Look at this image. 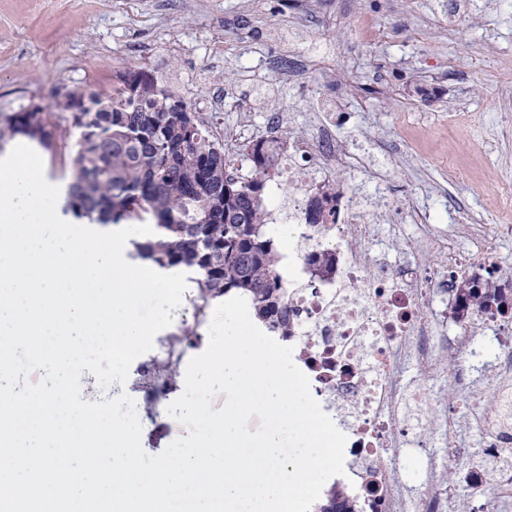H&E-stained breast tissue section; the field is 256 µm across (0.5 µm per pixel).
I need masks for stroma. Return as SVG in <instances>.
I'll use <instances>...</instances> for the list:
<instances>
[{
  "label": "stroma",
  "mask_w": 512,
  "mask_h": 512,
  "mask_svg": "<svg viewBox=\"0 0 512 512\" xmlns=\"http://www.w3.org/2000/svg\"><path fill=\"white\" fill-rule=\"evenodd\" d=\"M365 19L385 29V42L362 38ZM139 70L184 97L231 160L243 157L242 123L256 141L273 124L292 142L329 126L377 172L352 182L337 169L327 181L360 197L379 248L397 253L390 228L413 233L419 208L461 248L467 224L485 225V247L512 267V236L495 221L499 188L512 183V0H318L312 12L301 0H0V115L54 112L69 92L106 94L119 73ZM70 139L59 121L40 151L61 188ZM213 313L187 289L166 333L194 332L201 354ZM165 361L154 349L139 356L122 385L80 378L82 400L134 399L150 455L188 434L168 408L189 360L174 361L175 379L152 392ZM455 370L447 360L434 387L464 417L491 400L499 378L488 371L465 388Z\"/></svg>",
  "instance_id": "obj_1"
}]
</instances>
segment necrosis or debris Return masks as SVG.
Returning a JSON list of instances; mask_svg holds the SVG:
<instances>
[{
    "label": "necrosis or debris",
    "instance_id": "obj_1",
    "mask_svg": "<svg viewBox=\"0 0 512 512\" xmlns=\"http://www.w3.org/2000/svg\"><path fill=\"white\" fill-rule=\"evenodd\" d=\"M292 152L283 160L278 180L295 191L321 182L320 174L295 161L311 152L351 178L361 175L359 164L348 162L344 147L334 139L306 137ZM359 209L358 197L345 193L339 199L337 225L322 232L298 228L296 249L288 254L299 281L289 290V301L301 317L294 360L308 376L322 410L335 414L347 436L346 484L360 512H450L457 486L440 482L429 468L417 483L406 479L398 449L412 443L414 458L423 459L421 411L437 399L424 384L408 386L405 367L415 364L427 379L438 375L443 358L451 357L459 362L456 379L468 384L475 360L484 355L476 334L487 329L495 336L497 374L512 378V336L501 319L474 313L457 323L453 336L439 342L432 314L424 309L426 303L453 298L458 270L483 260L480 236H472L467 253L457 251L450 239L427 237L445 274L423 278L410 264L419 251L415 240L402 241L394 262L372 253V227L360 223ZM315 248L335 250L334 277L312 278L306 256ZM468 427L483 441L482 462L471 461L469 450L461 447L449 463L461 466L464 480L481 490L484 512H505L512 507V390H499L492 403L469 416Z\"/></svg>",
    "mask_w": 512,
    "mask_h": 512
}]
</instances>
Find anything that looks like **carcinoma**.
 Segmentation results:
<instances>
[{
	"instance_id": "cac0c4a2",
	"label": "carcinoma",
	"mask_w": 512,
	"mask_h": 512,
	"mask_svg": "<svg viewBox=\"0 0 512 512\" xmlns=\"http://www.w3.org/2000/svg\"><path fill=\"white\" fill-rule=\"evenodd\" d=\"M105 95L71 92L72 179L66 185L76 214L101 224L154 222L159 235L136 245L137 255L161 268L191 269L206 301L233 293L274 335L286 340L298 332V312L288 302V282L280 253L268 230L266 183L278 175L288 137L276 136L248 147L251 171L228 174L223 145L174 91L151 74L118 76ZM52 113L37 107L0 121V141L21 133L40 145L51 143ZM324 203L310 225L336 223V188L321 186ZM316 273L336 271V252L320 249L309 257ZM512 311V293L492 274L460 279L452 311ZM313 512H358L354 497L333 484Z\"/></svg>"
}]
</instances>
